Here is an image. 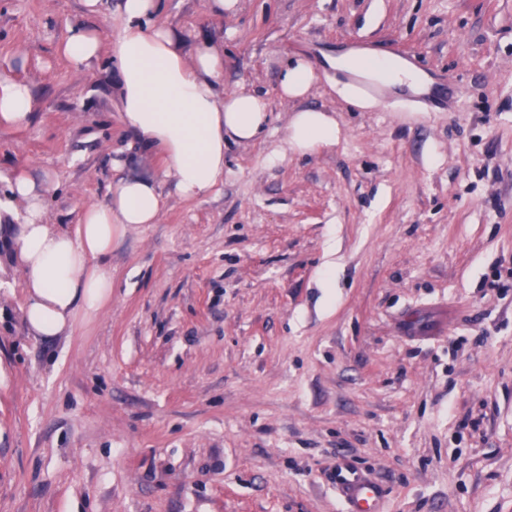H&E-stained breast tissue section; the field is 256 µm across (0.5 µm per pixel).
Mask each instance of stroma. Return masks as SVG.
Listing matches in <instances>:
<instances>
[{
  "label": "stroma",
  "mask_w": 512,
  "mask_h": 512,
  "mask_svg": "<svg viewBox=\"0 0 512 512\" xmlns=\"http://www.w3.org/2000/svg\"><path fill=\"white\" fill-rule=\"evenodd\" d=\"M108 2L0 0V78L36 103L0 125V202L21 214L26 175L70 230L124 176L165 200L113 243L111 298L61 335L30 330L0 256V512H345L342 458L381 485L379 512H512V0H162L185 52L223 41L225 91L271 110L201 199L123 124L109 55L78 74L62 54L70 28L116 36ZM356 37L398 39L461 102L348 103L326 59ZM291 58L316 72L299 104L342 130L305 155L286 144ZM439 302L444 333H401Z\"/></svg>",
  "instance_id": "obj_1"
}]
</instances>
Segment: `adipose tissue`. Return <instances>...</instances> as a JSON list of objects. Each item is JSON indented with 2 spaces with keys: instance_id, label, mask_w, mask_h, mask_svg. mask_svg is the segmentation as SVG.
<instances>
[{
  "instance_id": "ef3b65f1",
  "label": "adipose tissue",
  "mask_w": 512,
  "mask_h": 512,
  "mask_svg": "<svg viewBox=\"0 0 512 512\" xmlns=\"http://www.w3.org/2000/svg\"><path fill=\"white\" fill-rule=\"evenodd\" d=\"M160 0H121V29L113 43L92 30L74 27L63 52L75 73H85L102 50H109L118 74L117 107L125 126L144 147L161 148L167 175L186 198L209 195L224 182L226 142L262 139L271 113L267 100L244 91L223 93L224 45L205 40L185 54L181 38L157 22ZM337 70L390 86L418 90L419 72L385 57L361 65L355 53L336 55ZM34 97L28 83L0 79V124H20L30 117ZM335 117L314 108L293 112L287 127L290 151L306 154L336 144ZM12 197L25 211L14 243L27 297L24 314L40 336H57L69 328L77 312L94 313L112 292V276L104 267L114 238L129 224L157 223L163 200L157 183L120 180L102 204L84 208L74 230L63 231L45 221V187L19 176Z\"/></svg>"
}]
</instances>
